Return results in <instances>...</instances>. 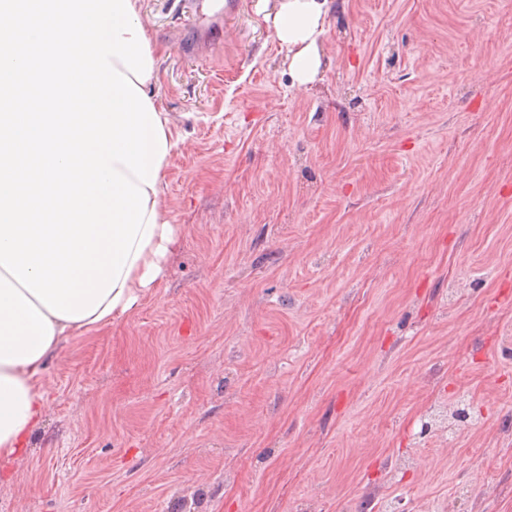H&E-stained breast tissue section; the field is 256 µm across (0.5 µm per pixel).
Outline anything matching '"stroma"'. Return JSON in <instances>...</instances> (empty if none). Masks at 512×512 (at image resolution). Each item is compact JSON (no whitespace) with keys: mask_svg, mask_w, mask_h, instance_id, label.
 <instances>
[{"mask_svg":"<svg viewBox=\"0 0 512 512\" xmlns=\"http://www.w3.org/2000/svg\"><path fill=\"white\" fill-rule=\"evenodd\" d=\"M139 0L180 244L63 343L0 512H512V0ZM272 17L275 38L288 50L292 87L297 91L313 82L321 67L320 37L335 0H279Z\"/></svg>","mask_w":512,"mask_h":512,"instance_id":"stroma-1","label":"stroma"}]
</instances>
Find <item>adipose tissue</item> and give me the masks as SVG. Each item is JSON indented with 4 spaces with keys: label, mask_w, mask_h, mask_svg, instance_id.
Instances as JSON below:
<instances>
[{
    "label": "adipose tissue",
    "mask_w": 512,
    "mask_h": 512,
    "mask_svg": "<svg viewBox=\"0 0 512 512\" xmlns=\"http://www.w3.org/2000/svg\"><path fill=\"white\" fill-rule=\"evenodd\" d=\"M333 8L334 0H280L272 17L274 35L288 50L295 89H305L319 72L320 38ZM179 240L180 228L163 194L151 196L116 289L96 313L78 321L53 315L0 268V458L22 454L42 421L46 410L42 380L62 343L93 334L130 314L141 295L163 277Z\"/></svg>",
    "instance_id": "obj_1"
}]
</instances>
